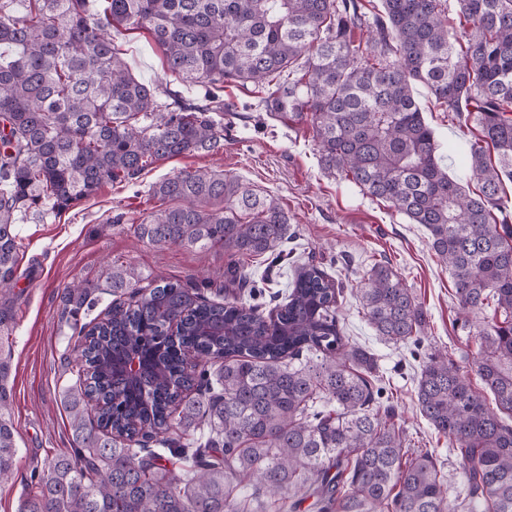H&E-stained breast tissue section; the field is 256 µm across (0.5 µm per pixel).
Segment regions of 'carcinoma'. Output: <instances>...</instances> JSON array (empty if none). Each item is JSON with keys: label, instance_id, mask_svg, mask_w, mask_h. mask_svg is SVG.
<instances>
[{"label": "carcinoma", "instance_id": "cac0c4a2", "mask_svg": "<svg viewBox=\"0 0 512 512\" xmlns=\"http://www.w3.org/2000/svg\"><path fill=\"white\" fill-rule=\"evenodd\" d=\"M0 0V481L17 470L11 352L19 221L60 214L159 161L224 148V84L263 89L268 117L308 122L321 170L391 204L428 232L458 307L478 316L476 374L512 416V0ZM149 30L167 69L203 102L137 79L112 29ZM366 28L362 44L354 32ZM427 86L452 118L474 121L471 195L448 176L414 98ZM498 163H493L491 153ZM162 207L134 226L148 244L222 243L232 298L114 265L112 307L80 326L83 373L64 390L71 451L30 476L17 512H512V425L445 353L416 381L421 416L460 458L467 497L427 449L409 448L382 401L376 359L342 334L344 285L311 261L284 301L252 303L240 265L282 246L279 200L207 170L150 186ZM368 324L393 344L420 339L422 306L392 267L356 284ZM91 285L66 287V321ZM128 296L123 301L121 297ZM136 354L140 371L120 363ZM252 486L249 496L241 487Z\"/></svg>", "mask_w": 512, "mask_h": 512}]
</instances>
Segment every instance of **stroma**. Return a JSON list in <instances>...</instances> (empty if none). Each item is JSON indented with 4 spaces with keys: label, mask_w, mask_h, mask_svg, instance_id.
<instances>
[{
    "label": "stroma",
    "mask_w": 512,
    "mask_h": 512,
    "mask_svg": "<svg viewBox=\"0 0 512 512\" xmlns=\"http://www.w3.org/2000/svg\"><path fill=\"white\" fill-rule=\"evenodd\" d=\"M133 74L151 84L181 92L198 101L201 89L184 84L167 70L161 50L143 29L117 35ZM222 96L224 148L156 163L132 180L108 184L91 199L60 215L20 224L16 325L9 339L13 358V420L20 462L12 481L0 483V512H15L30 474L47 457L71 448L68 414L62 404L68 383L63 359L72 330L61 318L66 286L89 280L95 287L92 315L107 311L113 301L107 274L113 263L135 267L143 274L200 285L209 299L224 286L228 255L223 245L191 252L177 246L157 249L142 241L133 224L156 205L149 187L162 177L184 171L214 169L276 197L288 214L292 258L309 259L345 290L338 301L341 324L350 342L374 353L384 401L393 406L395 421L412 447L433 451L452 479L449 495H465L459 462L420 415L416 378L430 354L447 353L476 391L484 386L474 371V341L456 305L446 266L435 256L424 227L410 223L390 203L369 198L347 181L327 176L318 165L312 130L306 124L270 119L257 106L253 86H228ZM416 102L434 129L451 178L469 181L465 158L478 135L475 124L450 120L424 86ZM123 223H114L116 215ZM386 263L410 288L424 311L420 344L393 345L375 336L353 291L374 264Z\"/></svg>",
    "instance_id": "35a3bbf8"
}]
</instances>
